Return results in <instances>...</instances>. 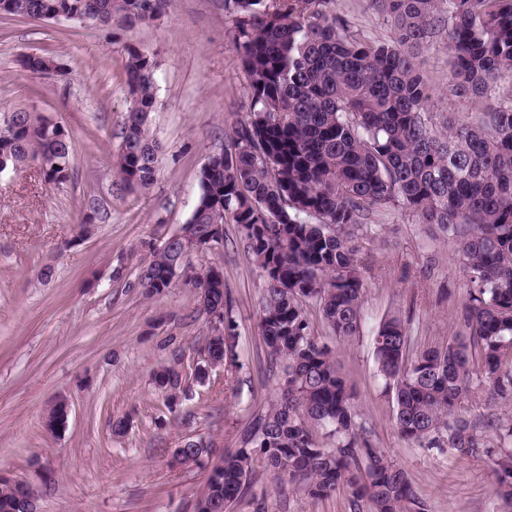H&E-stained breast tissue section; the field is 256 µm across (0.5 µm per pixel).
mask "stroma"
I'll list each match as a JSON object with an SVG mask.
<instances>
[{"label": "stroma", "instance_id": "stroma-1", "mask_svg": "<svg viewBox=\"0 0 512 512\" xmlns=\"http://www.w3.org/2000/svg\"><path fill=\"white\" fill-rule=\"evenodd\" d=\"M336 12L361 34L392 35L372 0H336ZM127 44L157 61L151 132L162 146L160 175L136 191L113 166L129 105ZM44 52L58 59V72L23 71L21 55ZM417 61L432 81L435 114L477 112V103L452 95L444 46L421 47ZM244 86L223 0H171L159 22L112 33L90 23L0 17V114L29 108L60 122L73 146L66 184L45 183L35 159L0 174V473L32 483L40 512H192L221 449L238 447L253 416L277 395L257 329L264 280L237 225H226L223 247L194 253L189 263L223 272L244 367L213 370L173 411L153 373L176 359L192 373L211 320L197 290L183 282L150 298L135 284L152 260L149 243L187 221L201 168L245 118ZM90 211L96 220L85 231L78 219ZM355 233L368 282L359 336L334 344L317 306L308 312L315 335L334 346L365 433L404 469L428 512H512L493 494L492 457L440 453L401 438L376 372L372 338L389 315L405 321L415 350L463 331L465 272L454 243L432 237L398 208ZM59 400L70 415L51 432L44 416ZM458 412L497 447L487 386L475 387ZM120 418L130 425L116 435ZM199 439L214 443L216 454L202 466L174 464V449ZM235 512L351 508L342 492L314 499L282 488L277 472L261 465Z\"/></svg>", "mask_w": 512, "mask_h": 512}]
</instances>
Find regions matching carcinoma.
<instances>
[{"label":"carcinoma","instance_id":"cac0c4a2","mask_svg":"<svg viewBox=\"0 0 512 512\" xmlns=\"http://www.w3.org/2000/svg\"><path fill=\"white\" fill-rule=\"evenodd\" d=\"M168 0H0V15L53 21L83 13L102 29L150 24ZM393 27L389 39L368 38L336 14V0H224L247 89V113L220 154L199 175L190 218L151 246L137 274L152 297L172 287V268L195 248L224 240L236 224L263 272L258 329L279 394L257 415L238 448L227 449L209 474L195 512H230L249 489L255 464L288 485L323 499L348 493L353 512H426L405 471L374 447L358 422L347 378L332 349L313 333L307 303L318 306L338 342L359 335L367 284L348 228L399 207L453 240L466 271L468 335L408 357L404 321L392 316L373 336L378 376L391 393L401 436L419 447L461 455L489 454L457 408L476 385L512 407V0H375ZM448 48L454 96L481 105L459 123H431L429 79L412 49ZM130 106L116 160L120 181L148 189L157 180L161 146L151 135L156 60L124 47ZM24 71L45 74L55 63L38 54ZM59 125L19 107L0 124V156L22 164L37 156L46 183L69 181L71 138ZM210 314L224 321L209 341L212 361L240 368L238 324L217 267L192 272ZM154 382L169 406L183 372L162 365ZM327 430L331 446L316 432ZM499 440L494 494L512 505V417L494 425ZM211 446L182 450L195 464ZM17 490L0 485V512H25Z\"/></svg>","mask_w":512,"mask_h":512}]
</instances>
